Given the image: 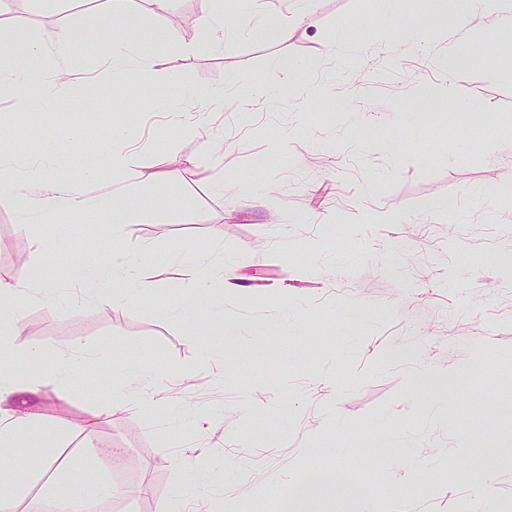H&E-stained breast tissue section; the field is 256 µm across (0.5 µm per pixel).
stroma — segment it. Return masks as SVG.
Wrapping results in <instances>:
<instances>
[{"mask_svg": "<svg viewBox=\"0 0 512 512\" xmlns=\"http://www.w3.org/2000/svg\"><path fill=\"white\" fill-rule=\"evenodd\" d=\"M295 5L224 0L235 34L218 48L200 0H173L166 14L111 0L101 34L128 26L153 53L137 99L77 82L66 99L21 113L0 93V135L33 196L49 176L65 194L112 192L103 151L114 142L100 136L101 117L128 132L123 153L147 196L122 246L147 243L155 283L121 303L108 287L54 305L27 297L6 364L41 373L49 359L24 348L81 343L69 402L49 386L32 410L45 442L59 410L75 423L100 411L92 434L59 443L82 490L99 475L119 488L103 512H158L164 502L173 512H278L314 453L382 512H489L468 482L448 480L446 462L491 439L512 448V40L497 13L473 15L470 0L456 2L461 27L439 21V0H312L316 25L280 31ZM90 10L83 0H14L0 14V50L15 29L46 39ZM468 43L486 64L459 65L448 82L445 63ZM280 58L303 64L285 90L271 69ZM173 99L178 122L165 108ZM453 123L482 134L449 141ZM213 144L221 155L207 171L187 164ZM386 211L397 220L379 223ZM111 215L63 209L36 224L0 207V279L67 288L58 249L111 240ZM393 245L409 247L404 265L386 261ZM186 249L205 260L206 287L173 265ZM225 263L237 274L227 286L213 274ZM215 301L224 333L209 342L224 359L206 363L167 308L198 314ZM351 305L365 316L345 319ZM129 356L164 387L151 409L112 405ZM426 367L467 375L450 394L422 395L413 383ZM488 398L499 405L492 419ZM381 437L397 463L362 457Z\"/></svg>", "mask_w": 512, "mask_h": 512, "instance_id": "1", "label": "stroma"}]
</instances>
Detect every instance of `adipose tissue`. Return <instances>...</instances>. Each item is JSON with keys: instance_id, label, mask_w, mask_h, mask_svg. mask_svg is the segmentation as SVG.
<instances>
[{"instance_id": "obj_1", "label": "adipose tissue", "mask_w": 512, "mask_h": 512, "mask_svg": "<svg viewBox=\"0 0 512 512\" xmlns=\"http://www.w3.org/2000/svg\"><path fill=\"white\" fill-rule=\"evenodd\" d=\"M19 41L22 53L7 51L0 54V90L13 93L14 107L19 112L35 111L60 98L76 72L87 74L90 87L108 84L116 92L134 95L135 79L148 70L153 61L152 53L145 44L135 39L129 29L117 26L105 37L101 36L96 26L87 23L80 27H60L46 40L23 35ZM92 41L98 43L99 51L93 59L88 60L82 56L80 49ZM49 59L54 62L53 69L44 74L39 97L29 96L24 90L29 75ZM111 163L120 190L107 200L52 193L33 199L25 194L13 172L0 166V207L36 216L40 222L47 223L53 220L56 210L62 206L80 215L106 205L113 213V237L132 238L133 203L141 198L143 188L139 182L131 180L125 157L113 156ZM144 255L141 249L130 251L116 248L112 251L111 259L104 263L89 256L72 258V284L84 289L98 280H108L114 286L112 299L116 302L131 295L150 294L154 283L145 272ZM75 371V366L64 360L59 361L49 378L18 377L0 368V470L18 473L13 483L0 486V512H10L13 503L26 497L36 486L41 487L46 496L53 500L75 498L72 472L64 470L57 456L48 452L41 442L29 437L39 420L38 415L30 411V402L40 397L50 381L54 382L60 400H68ZM157 394V379L153 371L138 367L128 383L113 390L112 405L116 408H144L153 405ZM18 447L33 449L36 465L17 469L13 451ZM501 455V449L496 448L486 454L479 452L468 455L467 463L463 466L456 460H449L448 478L452 481L467 480L479 494L493 497L491 469L493 462L499 460Z\"/></svg>"}]
</instances>
